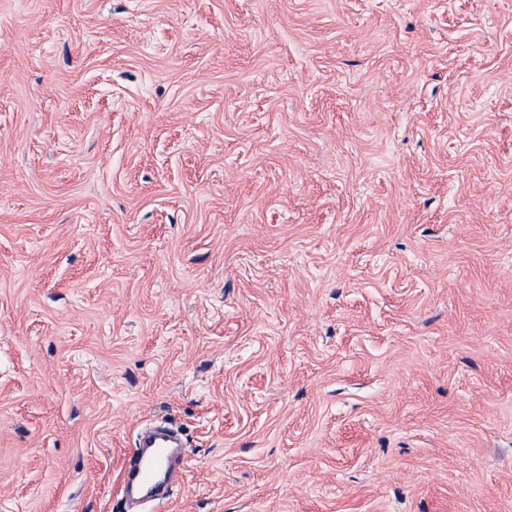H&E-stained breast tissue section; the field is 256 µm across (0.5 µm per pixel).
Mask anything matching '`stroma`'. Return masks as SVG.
<instances>
[{"label": "stroma", "mask_w": 512, "mask_h": 512, "mask_svg": "<svg viewBox=\"0 0 512 512\" xmlns=\"http://www.w3.org/2000/svg\"><path fill=\"white\" fill-rule=\"evenodd\" d=\"M512 512V0H0V512ZM136 448L124 459L122 495L131 503L166 502L171 495L169 480L182 461L184 443L171 428H156L138 435Z\"/></svg>", "instance_id": "35a3bbf8"}]
</instances>
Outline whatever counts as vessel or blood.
I'll return each instance as SVG.
<instances>
[{
  "instance_id": "vessel-or-blood-1",
  "label": "vessel or blood",
  "mask_w": 512,
  "mask_h": 512,
  "mask_svg": "<svg viewBox=\"0 0 512 512\" xmlns=\"http://www.w3.org/2000/svg\"><path fill=\"white\" fill-rule=\"evenodd\" d=\"M184 443L170 428L142 432L123 462L122 495L130 502L163 504L170 495L169 480L182 461Z\"/></svg>"
}]
</instances>
